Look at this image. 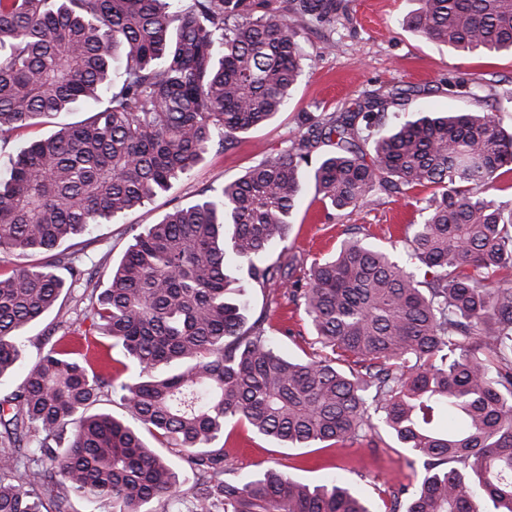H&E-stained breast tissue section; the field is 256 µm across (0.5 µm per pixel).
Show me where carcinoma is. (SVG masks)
Instances as JSON below:
<instances>
[{
	"label": "carcinoma",
	"instance_id": "obj_1",
	"mask_svg": "<svg viewBox=\"0 0 512 512\" xmlns=\"http://www.w3.org/2000/svg\"><path fill=\"white\" fill-rule=\"evenodd\" d=\"M419 37L512 53V0H417ZM345 0H0V145L41 118L95 108L19 147L0 169V512H369L337 483L266 468L233 475L218 443L243 422L283 448L394 441L425 474L392 512H512V88L490 103L401 119L405 90L367 92L298 117L288 146L177 207L124 252L98 290L60 315L62 335L22 339L81 280L58 248L165 193L208 152L287 106L306 60L293 23L329 25ZM120 80L114 81V70ZM448 91L477 96L463 81ZM331 143L335 150L319 151ZM309 173L325 205L371 193L416 199L406 259L349 238L328 259L289 247ZM277 258L267 260L271 249ZM301 305L325 351L285 357L229 270ZM119 349L128 378L112 370ZM117 401L127 417L101 408ZM174 450L177 468L145 436Z\"/></svg>",
	"mask_w": 512,
	"mask_h": 512
}]
</instances>
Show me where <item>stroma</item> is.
Instances as JSON below:
<instances>
[{
    "mask_svg": "<svg viewBox=\"0 0 512 512\" xmlns=\"http://www.w3.org/2000/svg\"><path fill=\"white\" fill-rule=\"evenodd\" d=\"M415 0H349L346 14L331 25L313 27L295 23L296 37L307 60L286 107L270 123L239 134L234 148L210 153L191 174L165 194L111 224L97 225L87 237L68 242L78 252L84 270L95 280L106 281L98 267L102 256L119 260L132 244L134 234L156 223L168 211L195 201L201 190L218 188L241 177L263 158L284 149L302 112H337L350 106L363 92L387 87L422 88L412 97L407 113L421 110L449 111L475 108L474 99L448 94L441 83L448 77L475 85L494 72L512 80V55L487 56L469 53L424 40L404 25ZM422 217L407 200L379 192L363 206L346 211L325 208L313 183H306L292 224L288 243L307 258L335 252L341 241L359 237L385 250L403 251L401 227L420 223ZM252 316L268 315L274 328L284 330V353L309 358L320 346L311 334L303 308L273 304L268 290L249 289ZM223 444L229 465L240 475L263 467H275L309 484L337 477L341 486L361 497L370 512H388L391 488L416 485L423 475L421 465L409 462L398 447H373L367 443L280 448L254 434L245 424L229 425Z\"/></svg>",
    "mask_w": 512,
    "mask_h": 512,
    "instance_id": "stroma-1",
    "label": "stroma"
}]
</instances>
